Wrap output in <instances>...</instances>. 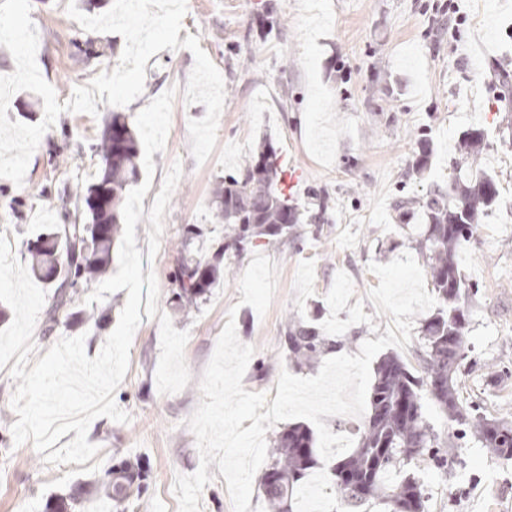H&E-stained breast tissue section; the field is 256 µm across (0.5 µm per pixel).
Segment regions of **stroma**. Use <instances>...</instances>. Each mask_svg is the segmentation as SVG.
I'll use <instances>...</instances> for the list:
<instances>
[{"mask_svg":"<svg viewBox=\"0 0 512 512\" xmlns=\"http://www.w3.org/2000/svg\"><path fill=\"white\" fill-rule=\"evenodd\" d=\"M0 0V234L20 263L26 242L63 223L57 196L99 175L97 151L115 112L137 114L175 89L170 139L154 153L152 185L136 225L143 267L157 279L158 312L143 318L129 366L114 393L130 416L94 419L88 440L98 453L82 464L45 463L32 443L15 445L18 383L0 368V512H178L176 475L200 465L187 426L202 394L200 380L227 320L253 346L245 390L276 393L281 371L317 375L325 359L358 354L385 336L392 317L378 314L368 291L378 286L369 263L410 253L427 267L420 219L400 223L401 196L447 187L463 131L488 130L478 169L499 182L501 203L458 248L460 268L477 288L467 306L469 367L461 395L482 415L512 422V148L500 132L512 112L498 110L492 65H512V0ZM34 34L29 49L20 34ZM434 153L429 171L413 169L422 140ZM304 166L297 196L330 198L324 224H294L287 235L255 240L229 260L223 281L193 302L175 298L184 247L226 244L213 197L262 144ZM200 237L188 239V228ZM278 265L265 315L241 305L239 281L253 254ZM92 278L71 304L81 320L38 316L30 361L64 337L85 338L95 357L116 328L126 291L88 303ZM316 321L335 347L295 364L285 331L290 319ZM426 417L455 461L447 472L423 468L429 512H512V476L475 435L454 427L433 405ZM141 464L139 490L112 500V471Z\"/></svg>","mask_w":512,"mask_h":512,"instance_id":"35a3bbf8","label":"stroma"}]
</instances>
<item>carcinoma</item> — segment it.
I'll return each mask as SVG.
<instances>
[{
    "mask_svg": "<svg viewBox=\"0 0 512 512\" xmlns=\"http://www.w3.org/2000/svg\"><path fill=\"white\" fill-rule=\"evenodd\" d=\"M488 132L471 127L459 146L466 158L476 159L477 148ZM104 169L85 191H63L61 209L85 222L46 229L28 244L31 271L54 285L58 301L50 320L66 308L70 290L87 285L88 277L104 271L112 260L123 214L127 188L136 182L138 143L128 116L112 113L105 126L100 150ZM285 170L271 146L265 147L233 174L224 176L217 191L216 219L225 224L235 253L244 252L253 240L288 234V225L305 220L323 224L328 200L322 195L316 208L300 212L284 191ZM500 191L494 177L461 161L453 163L448 190L437 189L422 201L400 197L393 209L407 220L422 214L425 231L421 246L428 253L430 275L440 307L424 320V366L414 372L397 354L387 353L376 364L370 411L359 431L356 446L329 466L343 512H364L379 500L388 512H428L425 484L417 463L429 459L445 471L451 462L448 448L428 423L423 398L433 403L456 424V438H466L474 428L483 447L499 457L512 458V423L480 415L479 408L461 397L458 379L467 363L466 330L469 315L460 301L466 295L459 271L456 247L471 239L489 211L498 206ZM222 253L212 259L191 252L179 258L177 297L189 301L224 278ZM285 342L291 360L299 363L326 347L340 344L322 335L312 322L295 321L286 328ZM321 466L312 431L294 425L282 432L273 448L271 463L261 481L264 495L275 512H293V501L305 487V478Z\"/></svg>",
    "mask_w": 512,
    "mask_h": 512,
    "instance_id": "1",
    "label": "carcinoma"
}]
</instances>
